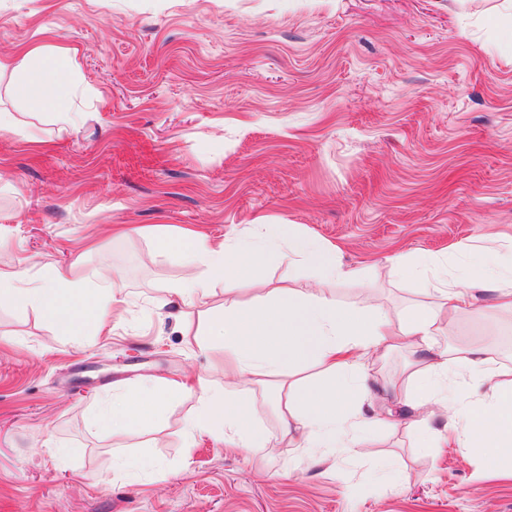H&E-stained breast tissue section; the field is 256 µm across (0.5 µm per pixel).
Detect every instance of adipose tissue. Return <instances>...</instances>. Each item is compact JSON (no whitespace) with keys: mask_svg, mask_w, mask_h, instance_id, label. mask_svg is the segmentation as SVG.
Segmentation results:
<instances>
[{"mask_svg":"<svg viewBox=\"0 0 512 512\" xmlns=\"http://www.w3.org/2000/svg\"><path fill=\"white\" fill-rule=\"evenodd\" d=\"M69 57L29 52L23 57L0 56V75L16 79L15 95L30 108L68 121L66 104ZM260 237L235 235L213 240L199 229L159 238L160 249L177 252L190 274L169 293L184 305L203 310L206 323L194 345L224 347V385L199 377L195 388L162 378L141 381L98 408L96 423L118 430L146 427L169 402L195 398L185 429L189 441L208 436L249 452L265 447L249 394L253 387L270 390L289 447L311 453H333L360 444L361 408L365 403L359 374L370 359L387 351L410 350L404 380L413 393L406 404L426 417L444 414L451 420L459 447L487 459L496 470L512 473V363H493L481 349L463 347L428 358L429 341L441 321H455L473 306L472 290L494 292L495 309L512 314V239L488 236L484 246H461L454 264L428 256L390 259L388 277L431 275L432 305L414 310L405 321H394L378 304L340 307L329 283L348 277L333 246L292 230L287 224H265ZM277 248L290 263L318 274L319 287L269 291L249 309L224 300L209 306L215 280L251 278ZM110 270L88 269L71 278L60 271L35 277L29 267H0V306L31 309L53 330L81 336L103 327L118 299L110 289ZM314 364L324 377L315 384L296 378L298 369Z\"/></svg>","mask_w":512,"mask_h":512,"instance_id":"ef3b65f1","label":"adipose tissue"}]
</instances>
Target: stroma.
Returning <instances> with one entry per match:
<instances>
[{"instance_id": "stroma-1", "label": "stroma", "mask_w": 512, "mask_h": 512, "mask_svg": "<svg viewBox=\"0 0 512 512\" xmlns=\"http://www.w3.org/2000/svg\"><path fill=\"white\" fill-rule=\"evenodd\" d=\"M42 48L73 61L75 125L28 112L0 79V266L111 267L126 299L77 345L35 312L0 307V512H512V479L458 448L451 421L403 407L412 355L371 362L360 447L307 455L253 392L256 455L200 438L171 403L149 430L90 423L115 384L190 381L224 368L198 350L197 308L167 304L186 271L148 227L215 238L291 224L341 248L343 307L377 302L400 321L432 302L422 279L378 276L397 255L453 257L512 237V16L501 0H0V55ZM126 225L116 238L112 227ZM270 255L257 282H214L251 304L311 288ZM441 322L430 358L479 346L512 361V317L475 291ZM427 434H420V427ZM140 459L172 478L132 481Z\"/></svg>"}]
</instances>
